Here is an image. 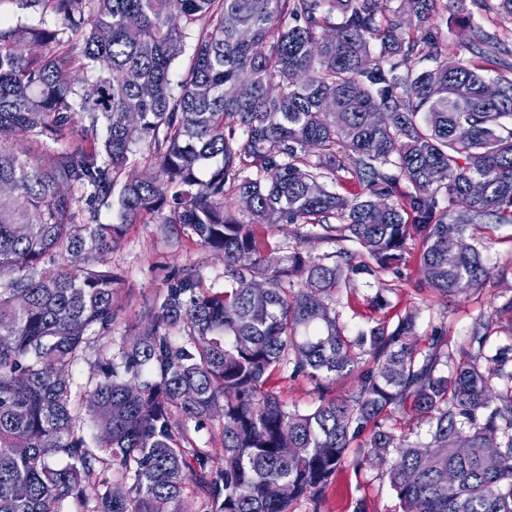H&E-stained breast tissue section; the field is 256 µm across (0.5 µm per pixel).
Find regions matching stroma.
Wrapping results in <instances>:
<instances>
[{
	"label": "stroma",
	"mask_w": 512,
	"mask_h": 512,
	"mask_svg": "<svg viewBox=\"0 0 512 512\" xmlns=\"http://www.w3.org/2000/svg\"><path fill=\"white\" fill-rule=\"evenodd\" d=\"M493 0H465L463 9L454 8L450 0H441L433 20V32L455 51L458 43L471 36V25L486 31L503 33L505 45L493 56L489 67L498 72L512 71V33L503 31L499 16L492 11ZM470 18V25L459 23V16ZM484 256L498 274L483 288L471 290L448 300L440 295L419 291L415 286L422 246L409 243L401 277L390 280L391 288L384 302H375L376 289L361 279L354 290H342L335 309L340 324L348 334L379 321L396 322L409 308L419 310L418 334L421 337L445 335L454 358H462L468 348V331L472 321L493 315L497 306L512 297V224L482 225L475 233ZM109 266L116 278L115 320L111 333L102 344H91L74 369V380L86 385L96 374L95 362L100 345L118 350L124 337L141 331V311L184 274H192L202 288L214 291L224 287V258L202 247L192 231H184L179 243H171L161 225L133 224L112 252ZM270 388L287 407L308 408L316 404V386L308 378L291 370L276 372ZM364 503L367 512H399V504L386 478L378 471L338 470L324 492L317 497L298 499L291 512H354L356 503Z\"/></svg>",
	"instance_id": "35a3bbf8"
}]
</instances>
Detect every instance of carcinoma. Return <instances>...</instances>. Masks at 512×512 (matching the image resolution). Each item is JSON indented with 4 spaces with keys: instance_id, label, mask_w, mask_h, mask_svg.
<instances>
[{
    "instance_id": "carcinoma-1",
    "label": "carcinoma",
    "mask_w": 512,
    "mask_h": 512,
    "mask_svg": "<svg viewBox=\"0 0 512 512\" xmlns=\"http://www.w3.org/2000/svg\"><path fill=\"white\" fill-rule=\"evenodd\" d=\"M7 1L29 14L0 24V140H33L0 144V512H177L187 471L208 512H291L346 463L386 476L400 512H512V342L489 347L493 319L472 322L448 373V337L421 349L417 312L350 337L331 307L359 277L382 297L416 239L421 290L448 298L492 276L465 232L512 223V77L466 55H492L500 35L473 25L448 53L431 31L441 0ZM74 123L80 145L50 148ZM340 171L369 196L329 187ZM243 197L249 224L232 213ZM283 222L336 251L279 255L268 230ZM137 223L223 254L224 290L181 278L76 387L79 353L112 331L108 256ZM290 363L323 392L355 385L290 410L268 388ZM174 411L222 418V466ZM407 412L424 439L385 425Z\"/></svg>"
}]
</instances>
